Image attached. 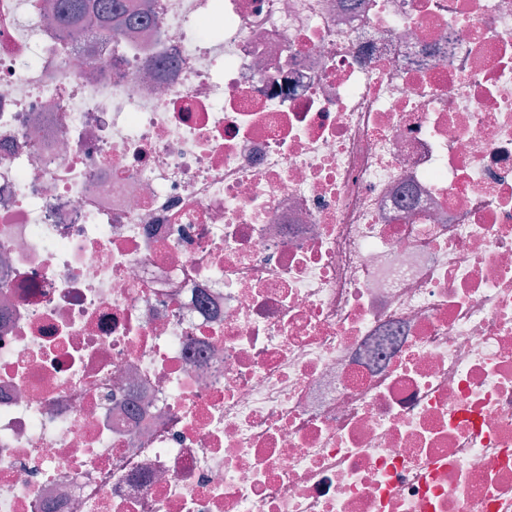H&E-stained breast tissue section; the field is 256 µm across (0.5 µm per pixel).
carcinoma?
Instances as JSON below:
<instances>
[{
    "label": "carcinoma",
    "instance_id": "cac0c4a2",
    "mask_svg": "<svg viewBox=\"0 0 512 512\" xmlns=\"http://www.w3.org/2000/svg\"><path fill=\"white\" fill-rule=\"evenodd\" d=\"M56 22L67 26L82 24L89 14H94L101 34L107 36L112 31L124 27L131 32L148 29V11L125 13L120 0H58L47 5Z\"/></svg>",
    "mask_w": 512,
    "mask_h": 512
}]
</instances>
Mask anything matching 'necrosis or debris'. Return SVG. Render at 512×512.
Returning a JSON list of instances; mask_svg holds the SVG:
<instances>
[{
	"mask_svg": "<svg viewBox=\"0 0 512 512\" xmlns=\"http://www.w3.org/2000/svg\"><path fill=\"white\" fill-rule=\"evenodd\" d=\"M0 0V512H512V0ZM120 1L58 0L55 4L47 5V9L53 13L57 23L67 26L80 25L90 13H93L101 34L105 36L119 27L131 32L148 29V11L142 8L139 13L125 14Z\"/></svg>",
	"mask_w": 512,
	"mask_h": 512,
	"instance_id": "1",
	"label": "necrosis or debris"
}]
</instances>
